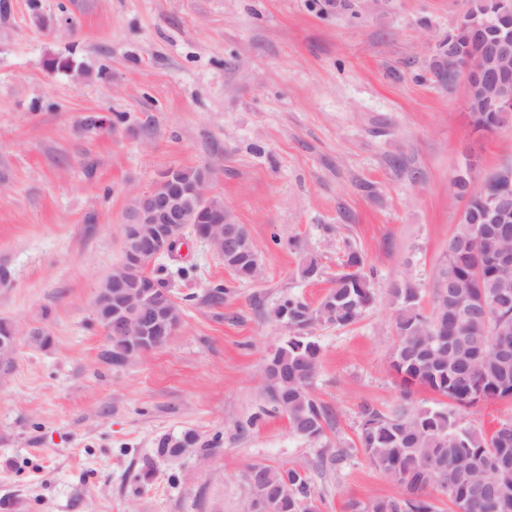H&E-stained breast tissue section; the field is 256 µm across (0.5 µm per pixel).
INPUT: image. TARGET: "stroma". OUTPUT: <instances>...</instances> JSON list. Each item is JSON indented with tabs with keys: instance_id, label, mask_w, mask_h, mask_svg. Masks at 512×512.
<instances>
[{
	"instance_id": "stroma-1",
	"label": "stroma",
	"mask_w": 512,
	"mask_h": 512,
	"mask_svg": "<svg viewBox=\"0 0 512 512\" xmlns=\"http://www.w3.org/2000/svg\"><path fill=\"white\" fill-rule=\"evenodd\" d=\"M462 0H0V319L20 341L0 379V512H242L252 465L309 470L322 512L394 496L357 442L363 406L402 401L390 290L430 299L473 184L512 162V128L475 136L461 84L430 64ZM51 58L70 69L51 71ZM208 165L260 274L239 283L187 237L161 273L182 323L106 362L96 288L122 257L129 199ZM357 250L376 300L317 326V441L269 414L268 355L286 294L316 304ZM316 279L299 274L306 257ZM230 287L213 300L215 285ZM194 432L177 460L160 438ZM347 449L336 467L319 453Z\"/></svg>"
}]
</instances>
